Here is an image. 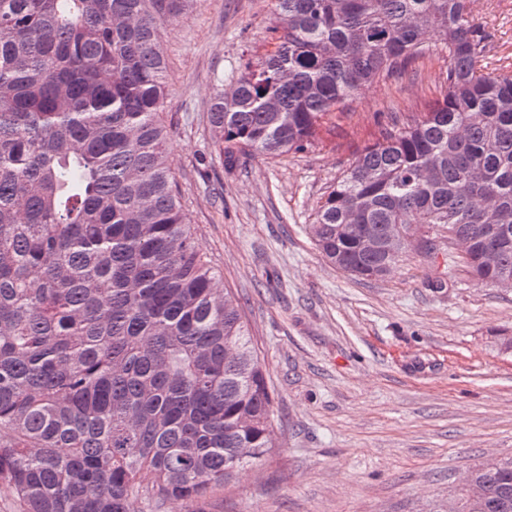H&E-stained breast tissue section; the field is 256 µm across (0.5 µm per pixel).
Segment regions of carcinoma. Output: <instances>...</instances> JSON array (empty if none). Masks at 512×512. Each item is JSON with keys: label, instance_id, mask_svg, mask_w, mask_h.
Listing matches in <instances>:
<instances>
[{"label": "carcinoma", "instance_id": "1", "mask_svg": "<svg viewBox=\"0 0 512 512\" xmlns=\"http://www.w3.org/2000/svg\"><path fill=\"white\" fill-rule=\"evenodd\" d=\"M274 2L276 51L212 99L218 157L305 150L436 36L442 97L364 150L310 232L371 279L364 232L417 215L457 227L475 280L511 277L512 63L489 58L474 0ZM204 3L0 0V492L25 512H196L274 448V392L166 151L160 28ZM473 472L488 495L461 512H512V458Z\"/></svg>", "mask_w": 512, "mask_h": 512}]
</instances>
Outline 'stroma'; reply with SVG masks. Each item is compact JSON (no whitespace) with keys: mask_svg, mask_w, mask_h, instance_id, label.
<instances>
[{"mask_svg":"<svg viewBox=\"0 0 512 512\" xmlns=\"http://www.w3.org/2000/svg\"><path fill=\"white\" fill-rule=\"evenodd\" d=\"M512 56V0H476ZM272 0H205L163 26L168 144L200 252L243 316L275 395L276 447L199 512H446L463 476L512 457V288L473 281L447 236L361 279L315 247L321 198L394 120L443 94L440 45L321 120L307 149L220 163L209 105L275 51Z\"/></svg>","mask_w":512,"mask_h":512,"instance_id":"35a3bbf8","label":"stroma"}]
</instances>
